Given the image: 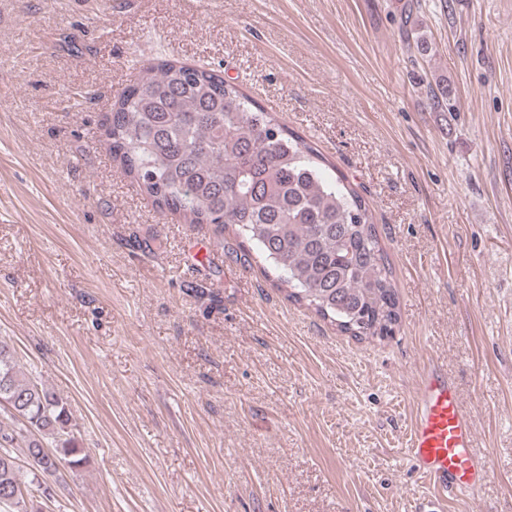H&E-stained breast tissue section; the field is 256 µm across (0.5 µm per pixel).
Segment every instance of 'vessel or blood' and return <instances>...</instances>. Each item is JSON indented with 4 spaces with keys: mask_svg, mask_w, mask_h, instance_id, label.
Masks as SVG:
<instances>
[{
    "mask_svg": "<svg viewBox=\"0 0 512 512\" xmlns=\"http://www.w3.org/2000/svg\"><path fill=\"white\" fill-rule=\"evenodd\" d=\"M473 443V426L455 386L440 367H431L417 392L407 449L439 497L480 485L483 468L473 455Z\"/></svg>",
    "mask_w": 512,
    "mask_h": 512,
    "instance_id": "obj_1",
    "label": "vessel or blood"
}]
</instances>
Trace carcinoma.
<instances>
[{
	"instance_id": "obj_1",
	"label": "carcinoma",
	"mask_w": 512,
	"mask_h": 512,
	"mask_svg": "<svg viewBox=\"0 0 512 512\" xmlns=\"http://www.w3.org/2000/svg\"><path fill=\"white\" fill-rule=\"evenodd\" d=\"M112 158L161 212L232 231L243 261L256 250L288 299L349 335L388 336L399 321L392 267L373 214L310 142L215 69L158 58L102 124ZM0 339V512H41L34 492L85 462L67 403L20 378ZM22 447L28 475L13 448Z\"/></svg>"
}]
</instances>
